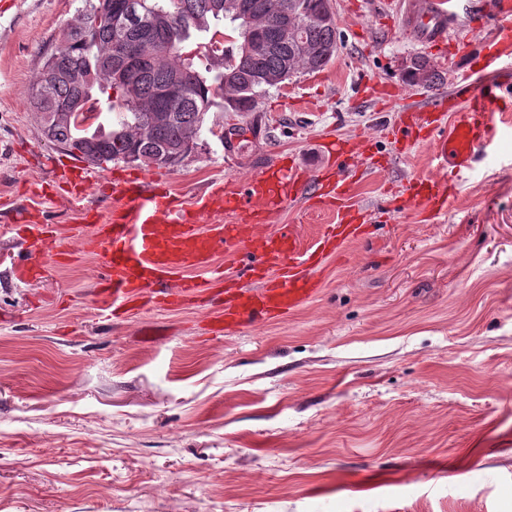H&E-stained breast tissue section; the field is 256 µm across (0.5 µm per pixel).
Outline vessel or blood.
Listing matches in <instances>:
<instances>
[{
	"label": "vessel or blood",
	"instance_id": "vessel-or-blood-1",
	"mask_svg": "<svg viewBox=\"0 0 512 512\" xmlns=\"http://www.w3.org/2000/svg\"><path fill=\"white\" fill-rule=\"evenodd\" d=\"M494 8L499 22L485 42L484 69L496 75V86L503 89L512 85V70L501 65L502 58L512 56V0H496ZM399 14L402 32L430 48L464 38L471 24L459 0H400ZM455 86L454 94L431 99L410 113L406 127L416 140L430 141L438 167H453L461 176L476 168L494 142L498 103L493 92L474 89L467 76ZM327 152L328 161L312 185L317 197L330 198L337 221L303 253L296 248L293 226L270 235L259 231L264 215L303 185L298 166H269L267 175L243 185L225 181L197 199L190 212L162 178L136 174L113 179L112 193L125 205L94 230L106 266L101 309L116 317L147 306L177 310L215 301L222 305L213 326L218 333L288 316L318 293L324 260L363 233L349 205L346 175V161L355 152L335 143ZM423 186L431 214L445 213L452 189L432 179ZM223 206L237 210L241 223H207L208 214ZM21 230L35 257L15 263L14 274L26 281L41 279L46 272L41 258L56 252V235L41 224L25 223ZM219 257L224 260L220 270L214 267Z\"/></svg>",
	"mask_w": 512,
	"mask_h": 512
}]
</instances>
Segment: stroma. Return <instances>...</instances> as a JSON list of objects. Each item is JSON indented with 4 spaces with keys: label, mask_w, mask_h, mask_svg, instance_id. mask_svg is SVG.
Here are the masks:
<instances>
[{
    "label": "stroma",
    "mask_w": 512,
    "mask_h": 512,
    "mask_svg": "<svg viewBox=\"0 0 512 512\" xmlns=\"http://www.w3.org/2000/svg\"><path fill=\"white\" fill-rule=\"evenodd\" d=\"M81 0H0V512H512V110L434 217L411 197L450 179L422 143L385 130L409 96L450 95L442 48L406 39L381 0H332L341 41L322 71L271 87L252 112H208L192 151L163 168L185 208L266 158L314 171L336 138L371 140L351 205L375 217L320 292L286 319L211 339L205 308L108 319L91 227L112 187L51 189L30 99ZM427 58L433 84L406 82ZM403 86L385 108L365 81ZM59 228L70 259L21 282L19 214ZM335 213L300 194L265 232L305 251Z\"/></svg>",
    "instance_id": "35a3bbf8"
}]
</instances>
